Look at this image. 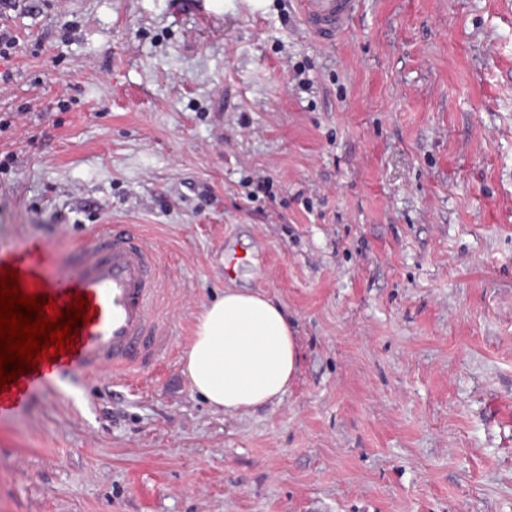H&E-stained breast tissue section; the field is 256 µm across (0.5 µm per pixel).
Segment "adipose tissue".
Listing matches in <instances>:
<instances>
[{"label": "adipose tissue", "mask_w": 512, "mask_h": 512, "mask_svg": "<svg viewBox=\"0 0 512 512\" xmlns=\"http://www.w3.org/2000/svg\"><path fill=\"white\" fill-rule=\"evenodd\" d=\"M299 360L284 309L261 292L228 288L202 306L182 373L212 409L236 416L279 400Z\"/></svg>", "instance_id": "1"}]
</instances>
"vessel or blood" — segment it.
<instances>
[{
    "instance_id": "1",
    "label": "vessel or blood",
    "mask_w": 512,
    "mask_h": 512,
    "mask_svg": "<svg viewBox=\"0 0 512 512\" xmlns=\"http://www.w3.org/2000/svg\"><path fill=\"white\" fill-rule=\"evenodd\" d=\"M306 28L329 43L346 29L355 0H300ZM22 274L28 288L54 296L66 307L74 295L87 296L96 315L79 325L74 351L37 370L21 374L0 392V421L28 408L33 399L58 393L77 374H122L139 369L142 358L161 342L153 304L162 286L161 256L134 224H108L94 230L91 242L68 255L27 246L0 256V268Z\"/></svg>"
}]
</instances>
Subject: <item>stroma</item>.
<instances>
[{"mask_svg":"<svg viewBox=\"0 0 512 512\" xmlns=\"http://www.w3.org/2000/svg\"><path fill=\"white\" fill-rule=\"evenodd\" d=\"M195 2L0 19V253L138 225L166 337L0 424V512H512V0ZM228 288L300 348L237 416L181 373ZM357 0H300L306 28L320 41L329 43L346 29Z\"/></svg>","mask_w":512,"mask_h":512,"instance_id":"35a3bbf8","label":"stroma"}]
</instances>
